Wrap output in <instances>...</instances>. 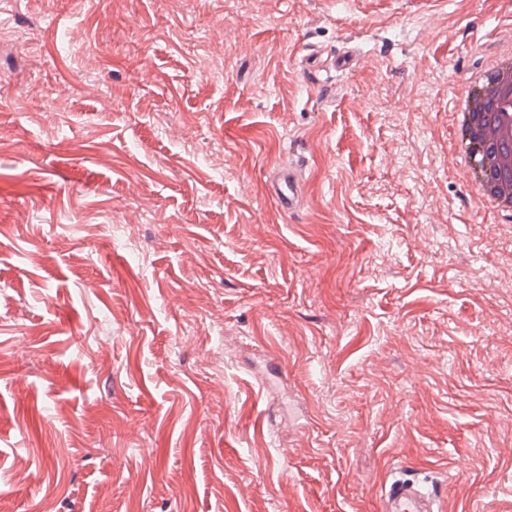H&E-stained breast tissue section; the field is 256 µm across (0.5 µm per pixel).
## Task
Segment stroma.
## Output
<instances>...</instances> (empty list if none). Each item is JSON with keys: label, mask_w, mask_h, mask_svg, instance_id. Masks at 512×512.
<instances>
[{"label": "stroma", "mask_w": 512, "mask_h": 512, "mask_svg": "<svg viewBox=\"0 0 512 512\" xmlns=\"http://www.w3.org/2000/svg\"><path fill=\"white\" fill-rule=\"evenodd\" d=\"M0 33V512H380L400 467L512 497V245L450 136L501 0H0ZM314 48L361 60L316 88ZM266 190L282 212L288 215L298 213L304 200L303 169L279 163L268 173Z\"/></svg>", "instance_id": "35a3bbf8"}]
</instances>
